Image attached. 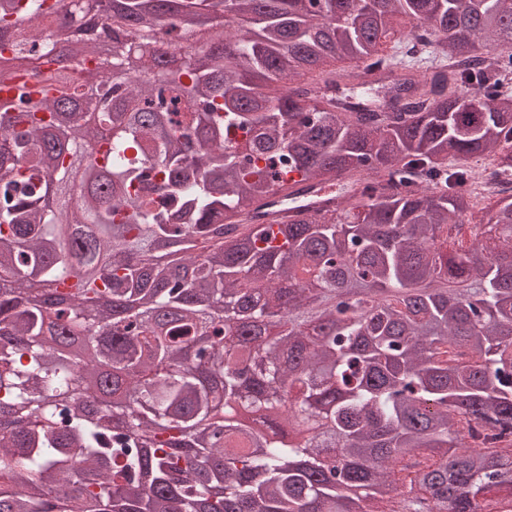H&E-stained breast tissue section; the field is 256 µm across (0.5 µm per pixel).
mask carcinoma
<instances>
[{"label": "carcinoma", "instance_id": "carcinoma-1", "mask_svg": "<svg viewBox=\"0 0 512 512\" xmlns=\"http://www.w3.org/2000/svg\"><path fill=\"white\" fill-rule=\"evenodd\" d=\"M60 2L0 0V512H512V0H94L58 60Z\"/></svg>", "mask_w": 512, "mask_h": 512}]
</instances>
